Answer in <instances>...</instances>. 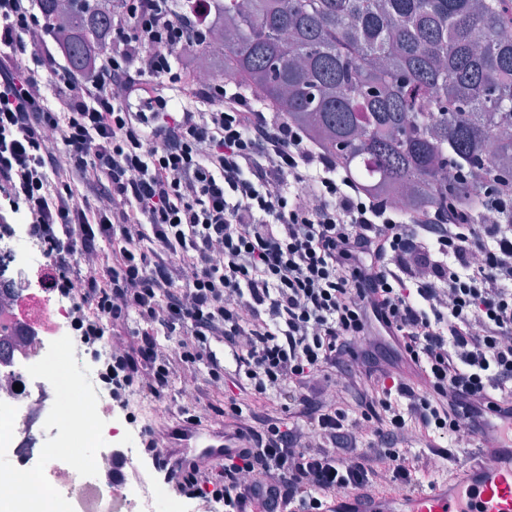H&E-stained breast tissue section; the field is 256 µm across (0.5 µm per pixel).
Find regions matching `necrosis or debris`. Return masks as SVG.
Listing matches in <instances>:
<instances>
[{
  "instance_id": "obj_1",
  "label": "necrosis or debris",
  "mask_w": 512,
  "mask_h": 512,
  "mask_svg": "<svg viewBox=\"0 0 512 512\" xmlns=\"http://www.w3.org/2000/svg\"><path fill=\"white\" fill-rule=\"evenodd\" d=\"M53 268L23 221L0 235V446L10 450L12 498L48 493L68 512H197L158 481L116 479L112 454L99 452L117 434L103 410L112 347L75 329ZM71 434L94 456H58Z\"/></svg>"
}]
</instances>
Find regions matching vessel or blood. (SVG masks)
Instances as JSON below:
<instances>
[{"instance_id":"obj_1","label":"vessel or blood","mask_w":512,"mask_h":512,"mask_svg":"<svg viewBox=\"0 0 512 512\" xmlns=\"http://www.w3.org/2000/svg\"><path fill=\"white\" fill-rule=\"evenodd\" d=\"M228 441L223 432L190 429L166 456L170 465L206 468ZM448 478L409 491L393 487L370 494L362 503L338 496L333 512H512V446L466 448Z\"/></svg>"}]
</instances>
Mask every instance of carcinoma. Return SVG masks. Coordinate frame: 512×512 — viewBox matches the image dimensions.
Returning a JSON list of instances; mask_svg holds the SVG:
<instances>
[{"label": "carcinoma", "instance_id": "obj_1", "mask_svg": "<svg viewBox=\"0 0 512 512\" xmlns=\"http://www.w3.org/2000/svg\"><path fill=\"white\" fill-rule=\"evenodd\" d=\"M84 68L116 0H40ZM206 46L374 201L478 209L512 181V0H214Z\"/></svg>", "mask_w": 512, "mask_h": 512}]
</instances>
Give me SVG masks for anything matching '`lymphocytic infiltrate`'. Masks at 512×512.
<instances>
[{
  "label": "lymphocytic infiltrate",
  "mask_w": 512,
  "mask_h": 512,
  "mask_svg": "<svg viewBox=\"0 0 512 512\" xmlns=\"http://www.w3.org/2000/svg\"><path fill=\"white\" fill-rule=\"evenodd\" d=\"M210 12L211 0H121L108 48L76 74L45 40L39 0H0V215L23 210L77 327L111 342L114 399H161L177 382L183 425L238 421L205 470L171 468L143 430L156 472L224 512H323L371 486L377 460L420 486L398 445L409 425L496 447L512 430V184L477 213L400 219L283 113L190 80L182 57ZM401 362L428 394L394 373ZM336 371L363 382L358 410L315 413L300 388ZM228 383L313 417L257 428L241 404L199 395Z\"/></svg>",
  "instance_id": "lymphocytic-infiltrate-1"
}]
</instances>
